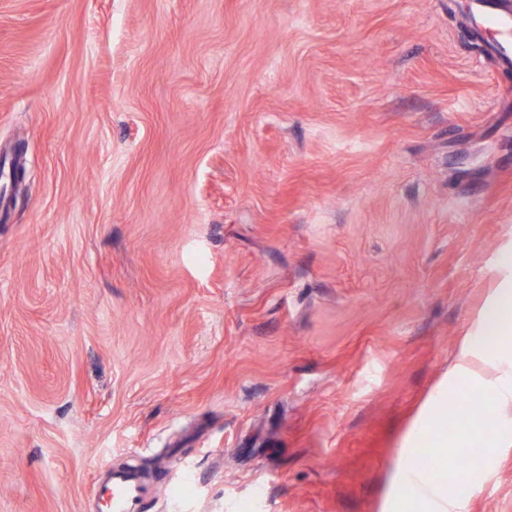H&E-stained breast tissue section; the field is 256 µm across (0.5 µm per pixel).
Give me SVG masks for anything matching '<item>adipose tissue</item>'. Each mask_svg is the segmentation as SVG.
I'll return each mask as SVG.
<instances>
[{"instance_id":"obj_1","label":"adipose tissue","mask_w":512,"mask_h":512,"mask_svg":"<svg viewBox=\"0 0 512 512\" xmlns=\"http://www.w3.org/2000/svg\"><path fill=\"white\" fill-rule=\"evenodd\" d=\"M477 321L476 330L463 337L444 381L438 384L433 398L422 408L408 433L392 470L393 491L382 501L379 512H463V500L448 494L446 477H423L414 447L421 437L430 435L437 455L447 456L448 440L442 431L448 419V400L453 394L450 384L460 377H468L481 389L495 387L500 408H512V385L504 381L506 372L512 370V360L488 357L480 349L483 337L512 327V281L502 282L494 289Z\"/></svg>"}]
</instances>
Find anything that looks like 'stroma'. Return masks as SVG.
<instances>
[{
	"label": "stroma",
	"instance_id": "35a3bbf8",
	"mask_svg": "<svg viewBox=\"0 0 512 512\" xmlns=\"http://www.w3.org/2000/svg\"><path fill=\"white\" fill-rule=\"evenodd\" d=\"M469 2L0 0V512H378L512 250ZM147 492L143 479L132 467L113 469L104 488L110 512H142Z\"/></svg>",
	"mask_w": 512,
	"mask_h": 512
}]
</instances>
